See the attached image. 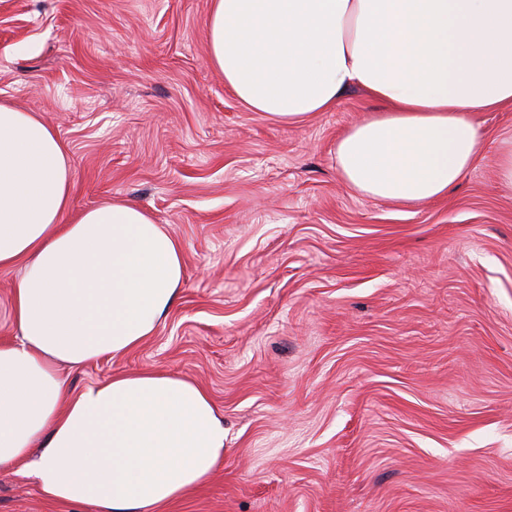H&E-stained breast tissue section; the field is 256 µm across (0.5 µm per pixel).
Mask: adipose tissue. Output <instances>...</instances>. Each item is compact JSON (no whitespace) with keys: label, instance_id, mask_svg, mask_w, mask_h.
Instances as JSON below:
<instances>
[{"label":"adipose tissue","instance_id":"ef3b65f1","mask_svg":"<svg viewBox=\"0 0 512 512\" xmlns=\"http://www.w3.org/2000/svg\"><path fill=\"white\" fill-rule=\"evenodd\" d=\"M209 58L250 111L298 124L352 88L382 105L334 148L353 190L444 197L486 138L476 112L512 106V0H210ZM72 170L52 125L0 102V269H20L15 340L0 341V466L51 503L159 512L224 463L200 385L155 369L73 391L63 367L152 336L184 282L180 242L147 211L70 217Z\"/></svg>","mask_w":512,"mask_h":512}]
</instances>
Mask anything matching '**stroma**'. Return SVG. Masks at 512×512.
Here are the masks:
<instances>
[{
    "mask_svg": "<svg viewBox=\"0 0 512 512\" xmlns=\"http://www.w3.org/2000/svg\"><path fill=\"white\" fill-rule=\"evenodd\" d=\"M209 0H0V100L44 116L71 212L150 213L186 278L132 351L74 390L154 368L202 385L224 464L162 512H512V192L488 141L441 199L354 192L333 157L380 105L352 89L297 125L249 111L208 49ZM0 512L50 504L0 468Z\"/></svg>",
    "mask_w": 512,
    "mask_h": 512,
    "instance_id": "stroma-1",
    "label": "stroma"
}]
</instances>
